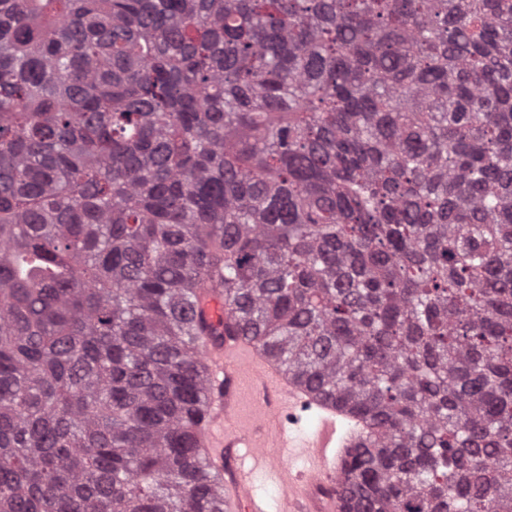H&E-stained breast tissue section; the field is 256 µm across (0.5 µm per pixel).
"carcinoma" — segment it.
<instances>
[{
	"label": "carcinoma",
	"mask_w": 512,
	"mask_h": 512,
	"mask_svg": "<svg viewBox=\"0 0 512 512\" xmlns=\"http://www.w3.org/2000/svg\"><path fill=\"white\" fill-rule=\"evenodd\" d=\"M226 336L341 512H512V0H0V512H224ZM203 306L206 310L208 320L216 327H220L221 323L227 316L224 309V297L220 293V289L210 291L203 300Z\"/></svg>",
	"instance_id": "cac0c4a2"
}]
</instances>
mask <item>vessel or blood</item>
<instances>
[{"instance_id":"b4317fda","label":"vessel or blood","mask_w":512,"mask_h":512,"mask_svg":"<svg viewBox=\"0 0 512 512\" xmlns=\"http://www.w3.org/2000/svg\"><path fill=\"white\" fill-rule=\"evenodd\" d=\"M203 306L208 320L221 325L227 312L220 291H210ZM202 351L209 369L210 407L197 439L210 469L229 476L225 512H265L251 494L252 471L232 465L231 448L252 449L257 462L272 471L284 491L282 512H339L336 462L354 434L343 414L294 384L252 342L208 343ZM310 412L316 416L313 430L295 435L293 425ZM280 448L305 457L306 470L295 473L277 456Z\"/></svg>"}]
</instances>
